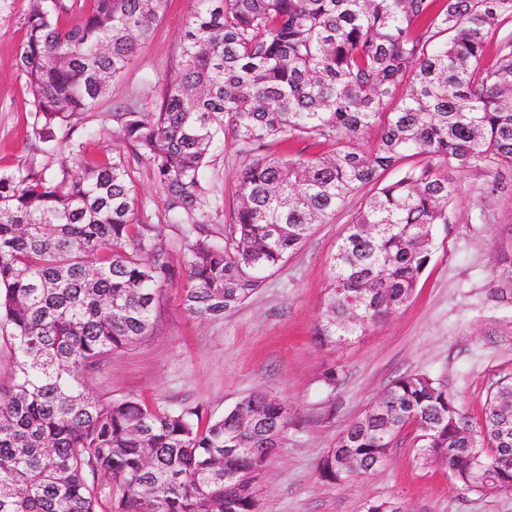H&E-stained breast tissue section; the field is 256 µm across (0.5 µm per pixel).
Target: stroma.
<instances>
[{
  "label": "stroma",
  "instance_id": "stroma-1",
  "mask_svg": "<svg viewBox=\"0 0 512 512\" xmlns=\"http://www.w3.org/2000/svg\"><path fill=\"white\" fill-rule=\"evenodd\" d=\"M194 0H167L153 38L71 130L88 164L116 155L129 162L138 217L162 225L173 259H181L187 225L168 221L154 171L121 136L117 115L158 111L159 93L181 55L179 34ZM30 0H0V170L55 171L61 161L40 142L37 116L19 47ZM241 159L234 145L217 151L209 172L223 205L209 218L223 232L236 206ZM460 186L450 224L437 226L431 261L410 300L355 342L319 345L314 328L329 283L330 255L365 200L348 198L328 223L269 276L244 304L217 318H198L182 303L185 276L164 291L154 332L140 344L101 358L87 372L90 390L106 402L138 399L151 406L199 405L223 416L257 392L290 409L284 445L256 486L258 512H365L393 500L409 512H512V492L462 493L445 464L420 458L400 436L388 458L348 484L319 479L317 465L346 425L399 377L426 373L446 385L459 411L479 422L488 393L512 377V180L494 188L484 169H448ZM334 384H326L327 372Z\"/></svg>",
  "mask_w": 512,
  "mask_h": 512
}]
</instances>
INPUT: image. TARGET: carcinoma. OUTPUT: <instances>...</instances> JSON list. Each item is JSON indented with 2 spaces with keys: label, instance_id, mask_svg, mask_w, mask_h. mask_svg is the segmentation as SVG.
I'll return each instance as SVG.
<instances>
[{
  "label": "carcinoma",
  "instance_id": "cac0c4a2",
  "mask_svg": "<svg viewBox=\"0 0 512 512\" xmlns=\"http://www.w3.org/2000/svg\"><path fill=\"white\" fill-rule=\"evenodd\" d=\"M18 54L40 128L67 130L153 37L166 0H32ZM160 111L122 113V137L149 160L173 224H190L184 308L218 317L247 301L346 200L368 189L330 257L314 336L336 346L403 306L428 266L434 228L459 185L442 167L512 174V50L486 58L512 0H195ZM399 102L393 95L400 85ZM379 127L375 146L363 134ZM238 147L237 206L224 236L205 230L223 200L208 174L220 138ZM321 139L324 154L278 158L271 141ZM404 175L382 174L409 160ZM125 158L0 172V330L16 370L0 382V512H96L88 476L115 487L113 512H251L257 456L283 445L288 405L265 393L219 418L199 406L103 402L85 373L153 334L177 271L162 229L137 223ZM455 397L425 373L351 421L318 463L350 482L408 427L463 492L512 491V379L462 431ZM485 452L483 464L472 463Z\"/></svg>",
  "mask_w": 512,
  "mask_h": 512
}]
</instances>
